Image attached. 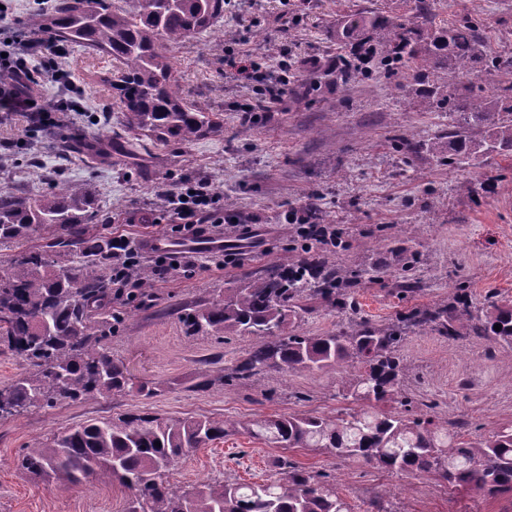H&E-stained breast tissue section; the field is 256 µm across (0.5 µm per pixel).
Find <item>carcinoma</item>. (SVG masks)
<instances>
[{
	"label": "carcinoma",
	"mask_w": 512,
	"mask_h": 512,
	"mask_svg": "<svg viewBox=\"0 0 512 512\" xmlns=\"http://www.w3.org/2000/svg\"><path fill=\"white\" fill-rule=\"evenodd\" d=\"M430 0H414L405 20L354 11L340 34L352 44L371 45L376 66L394 73L413 68L427 83L431 112H460L448 129L458 152L472 148L470 129H491L488 149L512 153V62L483 54L479 24L464 19L436 30L417 19ZM224 0H54L53 11L37 24L40 37L87 48L116 64L112 80L129 137L102 140L89 151L108 161L117 148L132 152L147 139L154 144L187 145L221 128L218 114L183 94L169 48L203 33L224 41L220 22ZM482 68L497 82L488 95L459 103L450 81ZM344 80L356 82L369 70L344 61ZM95 191L84 184L34 197L0 192V241H21L48 230L52 246L72 248L60 265L45 251L13 259L0 274V335L19 357L24 372L0 387V420L33 409H52L107 397L133 388L124 363L107 343L121 318L112 313V238L90 234ZM155 272L138 270V298L152 297ZM358 280L336 267V254L310 253L303 263H283L270 276H255L241 288L180 316L188 337L210 333L253 336L246 357L213 374L195 376L194 389L217 383L253 385L263 373L360 367L352 397L362 407L347 417L270 415L249 422L213 417H173L126 413L94 418L63 434L37 439L20 449L16 466L25 475L55 485H79L89 478L112 481L129 492L126 512H350L336 486L322 476L278 458L282 477L262 483L204 482L181 490L169 473L192 450L241 432L283 450L320 448L341 460H357L387 473L430 474L485 497L512 493V428L466 440L460 422L409 419L397 411L409 368L399 354L406 333L429 326L448 340L512 344V307H478L465 293L384 324L351 318V329L317 336L283 335L293 319L317 299L338 310ZM501 330H494V325ZM455 427L449 431L448 426ZM160 446H155V442Z\"/></svg>",
	"instance_id": "obj_1"
}]
</instances>
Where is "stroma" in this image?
I'll list each match as a JSON object with an SVG mask.
<instances>
[{
    "mask_svg": "<svg viewBox=\"0 0 512 512\" xmlns=\"http://www.w3.org/2000/svg\"><path fill=\"white\" fill-rule=\"evenodd\" d=\"M295 4L298 20L282 30L275 23L279 0H225L221 45L202 35L171 48L187 98L218 113L222 133L187 145L153 144L138 156L97 165L60 154L50 139L27 150L34 127L20 114L0 112V142L13 143L0 151V187L29 196L92 185L98 205L94 232L143 240L168 233V225L146 218L165 207L167 185L191 176L212 182L224 195L225 211L250 225L256 240L242 267L224 270L197 252L190 277L156 281L147 302L118 303L124 318L108 349L135 381L162 383L156 396L117 393L0 421V512H126L127 493L118 486L96 480L48 486L15 467L20 448L91 418L151 412L246 422L298 413L336 417L355 408L354 377L340 369L271 371L249 387H189L200 368H221L244 357L255 339L186 337L178 309L223 299L248 277L300 259L303 241L296 225L278 220L288 209L313 205L321 223L340 229L336 261L360 274L355 298L360 315L372 321L393 320L459 290L480 306L512 305V156L481 148L485 128L473 131L477 149L449 168L430 150L434 143L447 149L443 132L449 116L428 111L411 79L377 74L349 87L339 73L303 69L295 71L278 112L242 123L239 106L257 103L262 95L255 84L225 80V57L248 53L269 73L277 71L284 47L300 59L335 58L349 49L337 36L345 13L405 16L410 9L409 0ZM431 9L440 26L481 20L492 55L512 57V0H431ZM73 58L71 78L85 92V111L75 128L61 134L90 144L111 137L117 122L101 116L116 100L112 66L78 46ZM402 137L420 143V152L398 151L394 142ZM380 266L386 275L373 277ZM406 276L418 279L419 291H399ZM401 353L410 367L404 394L412 415L465 419L462 432L468 437L512 427V345L449 341L424 328L402 342ZM280 454L236 434L189 453L169 479L185 490L214 479L260 483L276 478ZM286 454L297 466L325 474L351 512H367L377 495L394 512H512V497L486 498L429 476L388 474L314 448Z\"/></svg>",
    "mask_w": 512,
    "mask_h": 512,
    "instance_id": "stroma-1",
    "label": "stroma"
}]
</instances>
